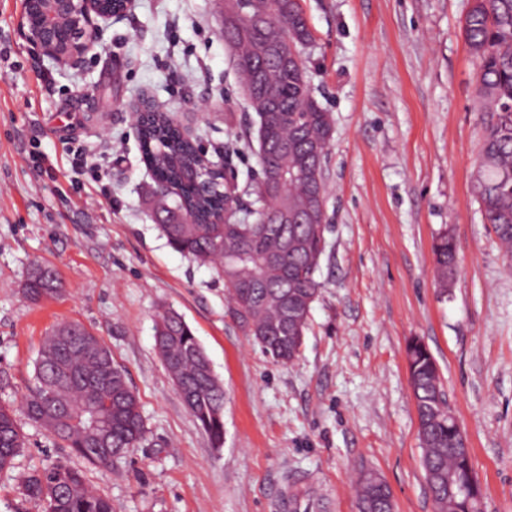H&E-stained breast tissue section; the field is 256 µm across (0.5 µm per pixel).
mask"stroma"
Segmentation results:
<instances>
[{"mask_svg": "<svg viewBox=\"0 0 512 512\" xmlns=\"http://www.w3.org/2000/svg\"><path fill=\"white\" fill-rule=\"evenodd\" d=\"M222 0H134L76 66L39 62L22 0H0V400L34 385L46 336H98L138 393L146 441L118 468L84 465L114 512H281L300 480L315 512H358L353 481L376 472L395 512H435L421 466L407 345L436 361L482 487L481 512H512V262L471 193L483 137L471 0H301L303 53L333 136L324 166L329 246L300 357L275 363L228 313L224 279L175 251L152 210L154 180L133 110L151 100L235 171L255 199L258 116L224 39ZM457 244L441 278L432 244ZM61 296L28 300L33 266ZM174 309L224 384L214 444L155 347ZM27 446L0 474V512H41L19 475L62 456L23 422Z\"/></svg>", "mask_w": 512, "mask_h": 512, "instance_id": "obj_1", "label": "stroma"}]
</instances>
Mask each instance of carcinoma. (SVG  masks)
<instances>
[{
    "mask_svg": "<svg viewBox=\"0 0 512 512\" xmlns=\"http://www.w3.org/2000/svg\"><path fill=\"white\" fill-rule=\"evenodd\" d=\"M262 19H247L225 34L236 52L245 91L267 103L279 122L257 133L261 180L251 223L227 217L219 179L201 173L197 144L184 137L165 112H147L137 125L140 149L152 174L169 182L172 196L153 198L159 228L169 244L200 265L215 268L228 291V311L274 361L288 365L300 355L313 304L322 284L317 279L328 242L323 167L333 128L329 113L315 98L303 58L313 34L299 0H260ZM296 21L279 33L283 4ZM464 36L478 63L476 100L485 114L483 145L472 195L504 250L512 257V0H472ZM277 38L278 53L259 54L255 47ZM287 172L271 193L266 174ZM288 205V221L280 218ZM435 264L443 277L455 263L456 249L444 233L433 244ZM60 284L44 269L29 274L25 294L32 300L52 298ZM69 336L46 338L35 370V384L19 405L0 401V473L14 467L26 446L18 415L48 431L63 448L85 462L110 467L146 440L138 394L109 350L95 359L86 350L90 334L70 325ZM156 349L172 373L183 403L198 425L219 444L224 434V386L204 364L206 352L191 328L174 310L162 312L155 325ZM411 389L416 402L421 465L435 512H473L476 502L458 493L475 471L470 450L458 433L437 364L418 341L407 348ZM104 409L112 447L109 456L94 447L89 411ZM23 494L41 512H113L112 500L91 490L83 470L65 457L21 479ZM359 512H392L387 484L362 473L356 484Z\"/></svg>",
    "mask_w": 512,
    "mask_h": 512,
    "instance_id": "carcinoma-1",
    "label": "carcinoma"
}]
</instances>
